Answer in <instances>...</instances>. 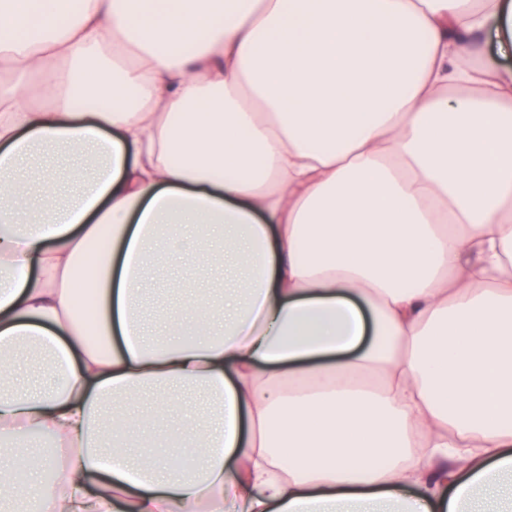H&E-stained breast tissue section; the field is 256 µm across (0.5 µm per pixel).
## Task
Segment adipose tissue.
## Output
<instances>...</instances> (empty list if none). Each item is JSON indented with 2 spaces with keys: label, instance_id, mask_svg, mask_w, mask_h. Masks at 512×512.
<instances>
[{
  "label": "adipose tissue",
  "instance_id": "obj_1",
  "mask_svg": "<svg viewBox=\"0 0 512 512\" xmlns=\"http://www.w3.org/2000/svg\"><path fill=\"white\" fill-rule=\"evenodd\" d=\"M512 0H0V438L26 512H512ZM88 167L59 193L37 157ZM244 281L164 311L166 250ZM51 362L22 390L7 352ZM210 400L143 426L144 394ZM190 457L191 469L170 467Z\"/></svg>",
  "mask_w": 512,
  "mask_h": 512
}]
</instances>
